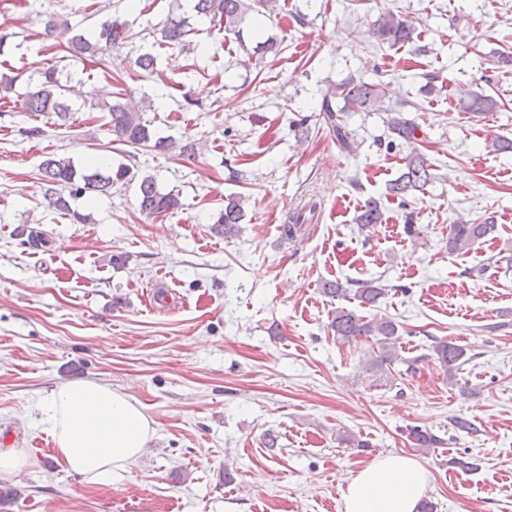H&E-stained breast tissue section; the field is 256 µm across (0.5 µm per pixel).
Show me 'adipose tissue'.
I'll return each mask as SVG.
<instances>
[{
	"label": "adipose tissue",
	"instance_id": "1",
	"mask_svg": "<svg viewBox=\"0 0 512 512\" xmlns=\"http://www.w3.org/2000/svg\"><path fill=\"white\" fill-rule=\"evenodd\" d=\"M58 462L92 485H111L141 458L153 420L121 390L68 382L43 404ZM427 482L414 458L388 454L361 469L342 492L343 512H417Z\"/></svg>",
	"mask_w": 512,
	"mask_h": 512
}]
</instances>
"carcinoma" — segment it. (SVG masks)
Instances as JSON below:
<instances>
[{
  "instance_id": "1",
  "label": "carcinoma",
  "mask_w": 512,
  "mask_h": 512,
  "mask_svg": "<svg viewBox=\"0 0 512 512\" xmlns=\"http://www.w3.org/2000/svg\"><path fill=\"white\" fill-rule=\"evenodd\" d=\"M185 0H170L176 10L169 11L160 27L158 46L173 47L187 43L192 34L188 17L179 15L184 10ZM196 16L209 19L210 23L224 30V36L233 35L243 40L240 24L248 14L256 13L268 18L281 11L280 0H191ZM71 30L68 19L56 15L45 27V35L63 38ZM370 36L379 45L390 47L404 46L414 42V29L408 19L401 14L386 12L369 27ZM135 38L128 21L116 17L101 24L98 32L88 36L76 35L68 39L67 44L58 45L60 49L74 56L103 57L110 50L121 48ZM282 51V41L269 36L253 47V53L261 56H276ZM71 77H63L57 66L51 65L38 72L34 87L24 94L23 111L35 115L52 112L59 120L58 126L67 125L70 114L77 101L67 99L64 93L70 90ZM461 94L468 98L467 110L476 114L490 112L497 107V101L488 95L471 93L466 89ZM391 98L388 84L383 81L367 82L360 77L350 76L338 84L329 86L319 103V119L336 140L338 147L347 153L357 148L352 131L349 129L347 115L351 112H384L386 127L390 136L412 145L411 152L404 158V168L400 175L388 186V195L393 199H404L425 189L432 181V164L419 148L417 131L421 126L404 116L407 102H395L389 106L386 100ZM98 107L107 112V123L112 141L134 148H153L157 151L173 153L179 157L195 154L196 143L176 141L170 138L155 137L154 131L143 118L144 107L132 102L121 92L108 91L103 94ZM41 181L43 198L47 208L72 217L79 223L88 221L89 216L72 209L70 200L88 193L107 194L117 184H138L139 205L142 213L148 216L169 214L181 207L179 195L174 191L158 188L155 179L142 175L134 167L120 163L115 167H81L66 157H49L41 163ZM246 217L245 197L240 194L225 197L224 209L214 220L215 231L231 238L237 235L239 224ZM313 215L297 212L290 217L289 223L282 225V236L287 240L297 237L302 225L311 223ZM384 213L381 202L367 200L358 211L355 221L368 228L383 223ZM495 224H451L448 231V253L456 254L468 251L479 240L494 231ZM16 235L23 244L32 249L46 247V236L27 225L17 227ZM323 294L338 299L354 297L362 307H375L388 294V288L378 279L362 280L349 288V283L339 280L327 282L322 288ZM329 328L336 340L351 343L358 339L373 341V353L365 363V370L380 376H413L419 371V357L401 355V339L404 330L391 318L364 316L344 307L336 308ZM432 357L439 363L452 384L463 365L468 362L466 349L453 341L442 338L431 339L429 345ZM410 441L417 448L429 450L441 448L447 439L427 429L414 426L409 430Z\"/></svg>"
}]
</instances>
